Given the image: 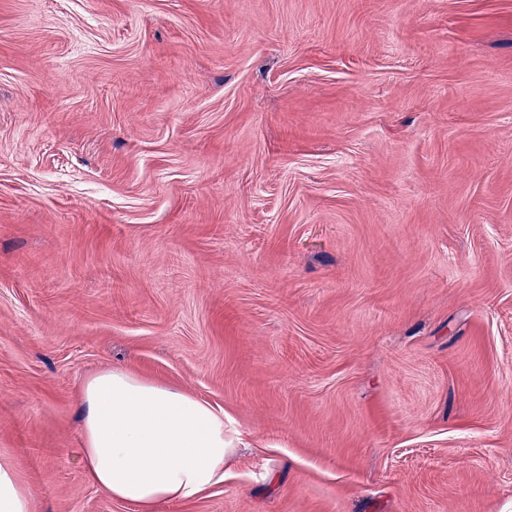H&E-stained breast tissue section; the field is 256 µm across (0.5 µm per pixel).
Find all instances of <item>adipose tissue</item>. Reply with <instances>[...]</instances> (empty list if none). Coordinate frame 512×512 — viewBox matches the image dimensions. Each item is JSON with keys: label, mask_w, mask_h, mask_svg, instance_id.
I'll return each mask as SVG.
<instances>
[{"label": "adipose tissue", "mask_w": 512, "mask_h": 512, "mask_svg": "<svg viewBox=\"0 0 512 512\" xmlns=\"http://www.w3.org/2000/svg\"><path fill=\"white\" fill-rule=\"evenodd\" d=\"M82 439L92 483L112 499L156 512L224 480V414L209 402L127 369L82 387ZM0 512H35L18 460L0 452Z\"/></svg>", "instance_id": "adipose-tissue-1"}]
</instances>
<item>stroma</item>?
I'll return each instance as SVG.
<instances>
[{"label": "stroma", "instance_id": "obj_1", "mask_svg": "<svg viewBox=\"0 0 512 512\" xmlns=\"http://www.w3.org/2000/svg\"><path fill=\"white\" fill-rule=\"evenodd\" d=\"M224 412L156 512H512V0H0V448L81 388Z\"/></svg>", "mask_w": 512, "mask_h": 512}]
</instances>
